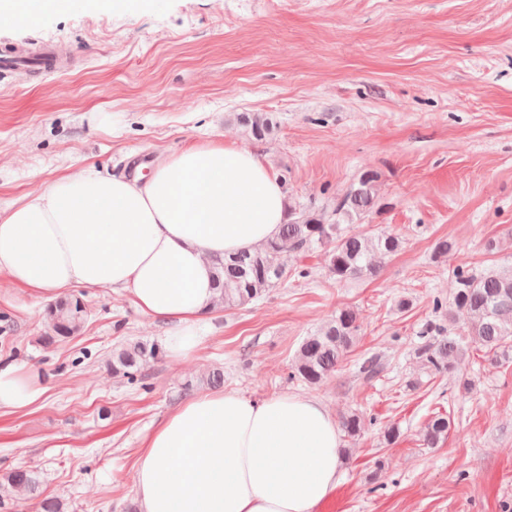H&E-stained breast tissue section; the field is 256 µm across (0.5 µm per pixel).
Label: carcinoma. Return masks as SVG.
Wrapping results in <instances>:
<instances>
[{
    "label": "carcinoma",
    "instance_id": "cac0c4a2",
    "mask_svg": "<svg viewBox=\"0 0 512 512\" xmlns=\"http://www.w3.org/2000/svg\"><path fill=\"white\" fill-rule=\"evenodd\" d=\"M237 120L257 139L273 130L272 118L261 112H243ZM378 175L363 173L336 204V220L330 222L310 210L288 208V219L276 237L258 248L213 260L217 289L215 305L226 310L241 309L260 299L288 276L281 255L288 249L301 251L320 243L330 245L328 267L338 280L373 276L378 262L394 255L401 247L393 234L371 235L349 228L364 214L378 205L376 189ZM347 227H342V224ZM453 275L457 283L454 296L455 313L467 325L469 342L484 353V357L499 365L512 364V270L476 273L465 266L457 267ZM83 302L63 297L46 310L52 335L43 338L48 346L78 335L85 325ZM358 313L351 307L336 311L323 327L306 337L291 365L292 374L316 385L336 372L343 356L352 348L359 334ZM422 345L416 352L421 366L436 376L452 368V362L463 354L466 346L447 334L444 325L427 322L420 332ZM163 356L157 344H130L112 353V373L128 382L138 380L141 367L148 359ZM450 416L438 413L423 430L424 442L435 445L448 435ZM341 430L354 439L366 427L364 417L349 412L340 420ZM4 488L21 490L39 499V512H62L59 501L40 498V479L34 469L18 468L3 478Z\"/></svg>",
    "mask_w": 512,
    "mask_h": 512
}]
</instances>
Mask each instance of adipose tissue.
<instances>
[{"label":"adipose tissue","mask_w":512,"mask_h":512,"mask_svg":"<svg viewBox=\"0 0 512 512\" xmlns=\"http://www.w3.org/2000/svg\"><path fill=\"white\" fill-rule=\"evenodd\" d=\"M69 0H0V23L34 21ZM279 177L250 148L190 142L148 178L95 167L61 177L0 215V273L51 300L76 285L128 292L169 324L177 360L201 344L215 297L213 258L275 237L286 220ZM40 388L0 363V409ZM342 441L325 405L276 394L206 393L148 436L134 487L140 512H317L342 473Z\"/></svg>","instance_id":"1"}]
</instances>
